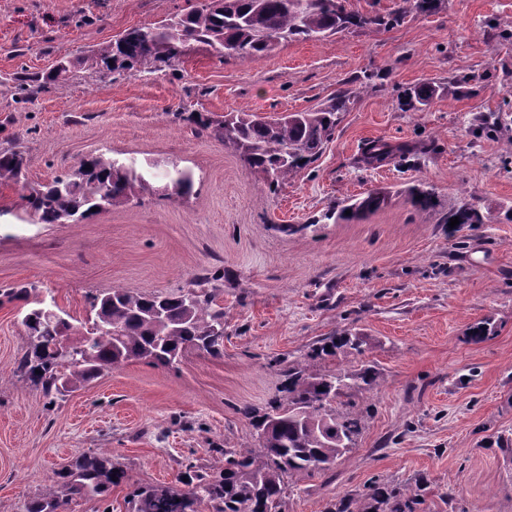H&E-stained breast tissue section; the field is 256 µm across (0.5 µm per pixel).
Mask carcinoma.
<instances>
[{
	"mask_svg": "<svg viewBox=\"0 0 512 512\" xmlns=\"http://www.w3.org/2000/svg\"><path fill=\"white\" fill-rule=\"evenodd\" d=\"M436 0H402L387 14H361L347 8V0H209L147 30L133 29L81 57L79 65L106 75L132 69L153 71L179 59L190 42L208 45L220 57L255 61L283 41L323 40L351 27L386 29L411 12L433 6ZM19 89L29 94L45 89L37 76H16ZM435 88L422 84L408 100L426 106ZM353 92L340 90L314 108L287 112L276 118H258L243 112L224 115L215 136L233 146L251 171L275 193L298 170L314 163L329 142L338 114L347 111ZM399 149L379 140L364 148V160L381 164L396 158ZM26 168L23 152H0V185L17 184ZM171 181L182 196L192 193L193 179L177 169ZM156 188L148 172L136 163L103 154L83 161L78 172L62 174L34 188L26 196L34 215L45 224L76 223L99 205L119 207L133 199L153 196ZM391 198L376 190L342 208H329L321 219L357 221L379 210ZM351 214H345V211ZM461 224H483L486 216L470 202L461 203L449 217ZM43 301L30 303V320L22 321L29 349L17 371L41 387L49 403L61 393L59 384L77 389L101 373L129 361L145 360L171 367L188 349L213 357L223 354L224 308L214 294L191 289L178 296L146 295L123 289L91 296L92 325L72 338L67 349L58 347L56 323L39 313ZM112 325V338L99 341V326ZM363 342L345 331L325 339L315 356L362 354ZM377 373L337 370L309 374L302 367L288 369V399L276 400L264 416L260 448H219L224 466L186 471L172 485L140 486L131 494L133 512H276L285 479L294 473L325 471L355 444L359 416H339L332 408L347 390L371 386ZM29 506V512H63L75 498L107 500L112 485L123 474L114 472L104 452L82 454L58 473ZM418 495L398 485L374 483L357 497L336 504L334 512H418Z\"/></svg>",
	"mask_w": 512,
	"mask_h": 512,
	"instance_id": "cac0c4a2",
	"label": "carcinoma"
}]
</instances>
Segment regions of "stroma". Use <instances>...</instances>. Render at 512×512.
I'll list each match as a JSON object with an SVG mask.
<instances>
[{"mask_svg": "<svg viewBox=\"0 0 512 512\" xmlns=\"http://www.w3.org/2000/svg\"><path fill=\"white\" fill-rule=\"evenodd\" d=\"M202 0H0V150L28 167L0 186V289L31 288L85 331L90 297L115 288L177 293L197 276L224 307V354L194 349L161 368L120 365L48 404L21 378L24 307L0 305V512H28L56 472L107 452L125 477L106 503L67 512H128L137 486L171 485L185 464L222 466L223 449L259 445L256 421L286 399L288 369L369 367L376 384L337 399L356 414L353 447L328 471L285 480L279 512H327L374 482L419 494L423 512H512V0H438L390 29L350 28L280 43L255 62L189 43L153 72L105 76L76 61L126 31L157 26ZM72 61L68 80L49 76ZM46 78L18 93L20 70ZM428 83V106L407 94ZM356 90L320 157L277 193L198 118L270 116ZM401 155L366 165V143ZM103 153L156 175L157 193L78 224H43L31 188ZM190 171V195L168 177ZM432 190L421 209L407 190ZM393 189L349 224L319 222L352 196ZM485 224L449 226L461 201ZM490 332L472 341L470 331ZM363 354L312 357L338 332Z\"/></svg>", "mask_w": 512, "mask_h": 512, "instance_id": "35a3bbf8", "label": "stroma"}]
</instances>
